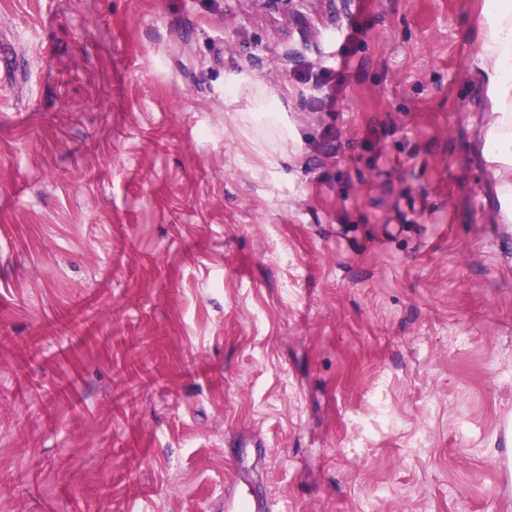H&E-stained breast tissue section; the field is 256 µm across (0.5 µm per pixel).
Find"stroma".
<instances>
[{
  "mask_svg": "<svg viewBox=\"0 0 512 512\" xmlns=\"http://www.w3.org/2000/svg\"><path fill=\"white\" fill-rule=\"evenodd\" d=\"M483 3L0 0V512H512ZM242 97L247 100V105L234 112L233 116L238 127L250 130L264 117L265 122L275 129L279 137H288L286 107L281 99H273L265 87L250 78L234 79L225 92V101L236 103ZM263 509V503L253 495L249 486L239 490L236 496L224 499L225 512H257Z\"/></svg>",
  "mask_w": 512,
  "mask_h": 512,
  "instance_id": "obj_1",
  "label": "stroma"
}]
</instances>
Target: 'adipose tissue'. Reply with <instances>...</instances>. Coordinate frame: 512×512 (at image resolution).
Segmentation results:
<instances>
[{"instance_id": "1", "label": "adipose tissue", "mask_w": 512, "mask_h": 512, "mask_svg": "<svg viewBox=\"0 0 512 512\" xmlns=\"http://www.w3.org/2000/svg\"><path fill=\"white\" fill-rule=\"evenodd\" d=\"M480 44L479 70L488 115L482 128L486 172L497 186L500 221L512 224V0H487L473 19ZM228 102H243L234 115L236 125L253 130L252 144L267 136L257 129L266 121L279 137H287L286 107L270 96L265 87L248 78L233 80L225 93Z\"/></svg>"}]
</instances>
